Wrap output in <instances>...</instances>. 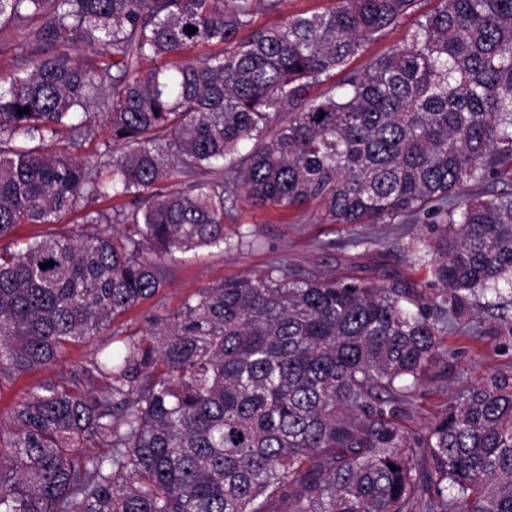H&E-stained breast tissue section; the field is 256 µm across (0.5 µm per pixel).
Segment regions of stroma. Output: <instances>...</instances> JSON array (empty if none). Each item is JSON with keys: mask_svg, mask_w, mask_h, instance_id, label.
<instances>
[{"mask_svg": "<svg viewBox=\"0 0 512 512\" xmlns=\"http://www.w3.org/2000/svg\"><path fill=\"white\" fill-rule=\"evenodd\" d=\"M415 16L366 43L350 67L362 70L369 62L403 45ZM84 209L64 215L60 223L24 224L0 238V249L41 239L56 232L73 234L83 225ZM231 248H204L160 263L164 282L158 294L116 321L117 338H141L152 319L172 315L200 289L281 265L289 276H336L389 286L410 283L413 296L433 307L438 288L431 273L430 244L435 237L429 221L408 224H323L314 207L282 213L238 201L224 221ZM92 346L76 343L46 369L18 376L0 375V419L6 418L33 386L60 374L82 370ZM512 381V282L503 280L497 291L469 296L463 319L446 329L420 397L396 399V422L404 439L425 435L449 409L457 407L467 387L490 376Z\"/></svg>", "mask_w": 512, "mask_h": 512, "instance_id": "stroma-1", "label": "stroma"}]
</instances>
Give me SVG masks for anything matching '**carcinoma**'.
Listing matches in <instances>:
<instances>
[{"instance_id": "cac0c4a2", "label": "carcinoma", "mask_w": 512, "mask_h": 512, "mask_svg": "<svg viewBox=\"0 0 512 512\" xmlns=\"http://www.w3.org/2000/svg\"><path fill=\"white\" fill-rule=\"evenodd\" d=\"M282 2L0 0V30L40 18L13 46L36 49L29 69L0 91V238L126 199L75 235L0 251V372L103 335L158 293L159 261L224 246L241 196L313 204L327 224L432 215L437 305L456 314L512 277V191L462 193L512 181V0H439L360 72L350 59L418 0L252 27L257 6ZM198 44L219 50L186 59ZM93 100L112 133L105 180L44 146L93 122ZM409 302L400 281L278 265L198 291L0 423V512H264L278 496L288 512H512V382L477 383L426 436L400 438L391 398L425 382L442 332Z\"/></svg>"}]
</instances>
